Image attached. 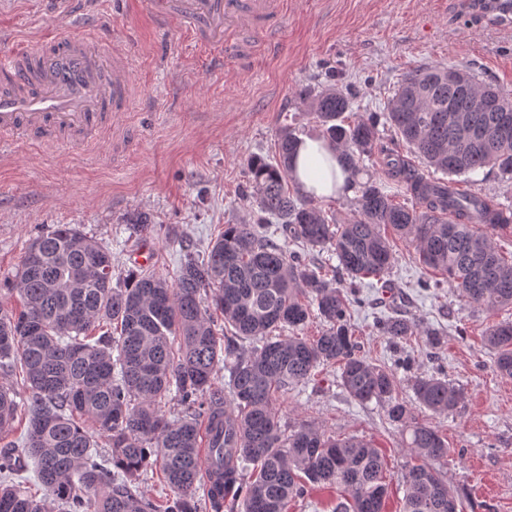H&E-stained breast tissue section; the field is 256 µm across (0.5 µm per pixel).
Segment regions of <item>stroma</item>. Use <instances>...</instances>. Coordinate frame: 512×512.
Masks as SVG:
<instances>
[{"instance_id": "obj_1", "label": "stroma", "mask_w": 512, "mask_h": 512, "mask_svg": "<svg viewBox=\"0 0 512 512\" xmlns=\"http://www.w3.org/2000/svg\"><path fill=\"white\" fill-rule=\"evenodd\" d=\"M0 31V49L33 48L50 33L87 36L102 56L127 54L136 85L129 112L92 142L24 140L0 150V286L14 281L30 240L59 224L79 225L110 248L117 279L146 251L156 273L174 277L184 240L201 254L225 225L255 223L248 161L273 156L282 125L316 135L298 92L330 77L377 112L409 73L433 66L470 68L512 94V19L480 15L466 0H284L278 45L259 44L243 60L217 59L186 34L159 30L141 7L121 10L113 0H90L67 19L41 0H0ZM141 212L152 231L131 230ZM394 252L386 286L361 289L366 304L352 310L361 350L395 374L406 400L415 377L439 369L463 388L457 410L414 414L448 442L439 470L460 492L462 512H512V379L497 373L483 343L486 326L512 319V310L474 312L411 245L395 240ZM422 278L433 288L420 291ZM394 314L438 330L437 359L427 357L424 336L397 347L375 329ZM406 351L415 356L407 366ZM339 375L323 366L305 391H290L277 404L281 428L315 422L373 442L387 461L385 512H399L412 452L386 406L352 400Z\"/></svg>"}]
</instances>
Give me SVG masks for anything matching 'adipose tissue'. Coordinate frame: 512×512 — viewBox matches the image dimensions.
<instances>
[{"label": "adipose tissue", "instance_id": "ef3b65f1", "mask_svg": "<svg viewBox=\"0 0 512 512\" xmlns=\"http://www.w3.org/2000/svg\"><path fill=\"white\" fill-rule=\"evenodd\" d=\"M295 175L305 193L329 197L335 195L336 180L342 171L333 149L307 138L298 147Z\"/></svg>", "mask_w": 512, "mask_h": 512}]
</instances>
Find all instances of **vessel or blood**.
Returning <instances> with one entry per match:
<instances>
[{"mask_svg":"<svg viewBox=\"0 0 512 512\" xmlns=\"http://www.w3.org/2000/svg\"><path fill=\"white\" fill-rule=\"evenodd\" d=\"M284 0H147L165 28H178L205 48L241 58L259 21L276 24ZM131 63L103 58L86 40L46 37L34 50H0V146L19 139L47 143L94 139L128 111Z\"/></svg>","mask_w":512,"mask_h":512,"instance_id":"b4317fda","label":"vessel or blood"}]
</instances>
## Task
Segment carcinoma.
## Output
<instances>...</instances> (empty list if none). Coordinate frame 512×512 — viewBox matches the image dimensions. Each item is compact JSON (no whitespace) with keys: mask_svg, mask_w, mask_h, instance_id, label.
I'll return each instance as SVG.
<instances>
[{"mask_svg":"<svg viewBox=\"0 0 512 512\" xmlns=\"http://www.w3.org/2000/svg\"><path fill=\"white\" fill-rule=\"evenodd\" d=\"M448 72L407 75L383 112L354 111L352 95L334 84L299 93L347 174L336 193H357L353 217L341 224L293 179L301 138L285 125L275 157L248 164L262 223L224 225L206 256L186 253L172 281L147 267L112 283V250L73 224L35 237L8 289L19 306L0 304V433L27 421L21 443L0 448V512H288L314 488L340 493L333 512H384L385 462L370 442L314 423L282 432L278 401L326 364L339 366L352 399L386 404L409 436L414 463L402 512H458L460 496L443 487L436 466L448 444L398 397L394 374L361 354L350 324L357 288L394 262L386 227L472 308H512V259L481 230H508L512 216L491 196L428 177L380 137L379 126L392 128L437 172L488 168L512 181V98L500 92L495 105L476 109L472 99L487 85L468 68L456 69L468 87ZM458 119L483 138H462ZM374 159L381 177L366 165ZM390 182L410 204L393 203ZM291 242L301 250L288 249ZM304 248L330 251L337 266L324 273ZM315 318L324 326L318 336L279 335ZM376 327L394 344L420 331L429 348L439 344L437 333L402 317ZM483 336L498 372L512 378V321L489 324ZM238 339L250 348L238 351ZM414 395L434 414L463 402V391L437 375L418 377ZM170 403L179 409L171 418ZM203 424L214 432L211 447L224 448L215 483L200 482ZM31 464L32 480L22 476ZM152 466L173 490L172 503L140 495L139 476ZM30 483L46 494H32Z\"/></svg>","mask_w":512,"mask_h":512,"instance_id":"1","label":"carcinoma"}]
</instances>
